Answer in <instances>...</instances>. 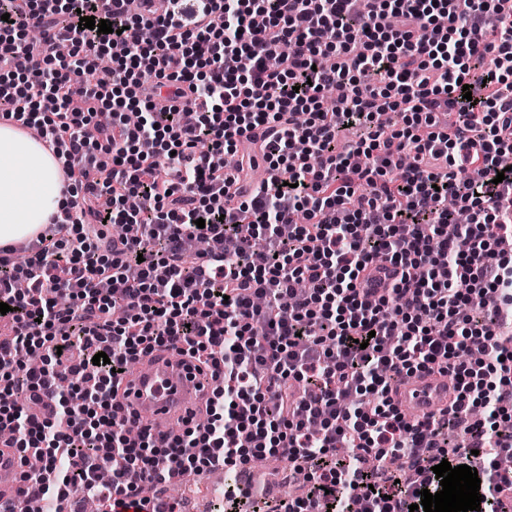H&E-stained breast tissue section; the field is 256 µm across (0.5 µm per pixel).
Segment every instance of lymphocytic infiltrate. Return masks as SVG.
Returning a JSON list of instances; mask_svg holds the SVG:
<instances>
[{
    "label": "lymphocytic infiltrate",
    "instance_id": "1",
    "mask_svg": "<svg viewBox=\"0 0 512 512\" xmlns=\"http://www.w3.org/2000/svg\"><path fill=\"white\" fill-rule=\"evenodd\" d=\"M99 2L0 0V120L71 195L0 246V431L40 463L20 499L144 512L140 485L282 457L310 489L279 512H410L445 460L512 512V0ZM373 266L396 274L378 296ZM156 350L219 378L206 423L120 419L122 370ZM425 370L457 396L413 424L392 384Z\"/></svg>",
    "mask_w": 512,
    "mask_h": 512
}]
</instances>
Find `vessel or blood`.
<instances>
[{"label": "vessel or blood", "mask_w": 512, "mask_h": 512, "mask_svg": "<svg viewBox=\"0 0 512 512\" xmlns=\"http://www.w3.org/2000/svg\"><path fill=\"white\" fill-rule=\"evenodd\" d=\"M215 382L211 373L193 359L169 351H158L126 375L118 399L126 417L135 418L157 435L172 432L174 425L203 414L205 401ZM454 392L447 377L416 374L404 378L394 389V401L415 419L447 408ZM19 453L0 448V503L17 497Z\"/></svg>", "instance_id": "vessel-or-blood-1"}]
</instances>
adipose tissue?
I'll return each mask as SVG.
<instances>
[{
    "label": "adipose tissue",
    "mask_w": 512,
    "mask_h": 512,
    "mask_svg": "<svg viewBox=\"0 0 512 512\" xmlns=\"http://www.w3.org/2000/svg\"><path fill=\"white\" fill-rule=\"evenodd\" d=\"M67 197L52 154L30 134L0 121V244L31 238Z\"/></svg>",
    "instance_id": "1"
}]
</instances>
